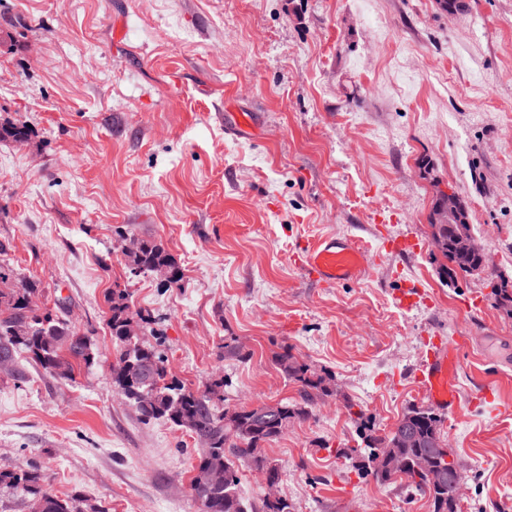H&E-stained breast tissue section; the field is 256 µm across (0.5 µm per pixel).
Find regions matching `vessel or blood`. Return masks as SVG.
Segmentation results:
<instances>
[{"instance_id": "obj_1", "label": "vessel or blood", "mask_w": 512, "mask_h": 512, "mask_svg": "<svg viewBox=\"0 0 512 512\" xmlns=\"http://www.w3.org/2000/svg\"><path fill=\"white\" fill-rule=\"evenodd\" d=\"M366 262V255L349 240H326L303 252V268L308 278L319 283L333 284L356 277L363 272ZM457 352V345L445 337H431L415 373L421 392L432 405L441 409L456 407L459 402L452 372Z\"/></svg>"}]
</instances>
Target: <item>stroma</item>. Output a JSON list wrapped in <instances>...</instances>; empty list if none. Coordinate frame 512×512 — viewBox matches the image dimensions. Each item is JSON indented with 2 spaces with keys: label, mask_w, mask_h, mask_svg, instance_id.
<instances>
[{
  "label": "stroma",
  "mask_w": 512,
  "mask_h": 512,
  "mask_svg": "<svg viewBox=\"0 0 512 512\" xmlns=\"http://www.w3.org/2000/svg\"><path fill=\"white\" fill-rule=\"evenodd\" d=\"M466 3L0 0V121L33 130L0 142V243L103 359L69 381L0 374V469L37 465L44 490L104 512H201L196 439L143 423L112 386L117 282L157 317L178 379L224 374L226 408L296 398L272 361L284 345L334 375L336 395L265 448L291 512H432L337 459L361 443L344 402L391 429L428 404L414 373L429 336L465 338L442 416L461 512H512V315L489 288L512 279V0ZM228 110L252 116L248 135L225 132ZM447 188L483 271H444L430 213ZM121 229L161 239L183 287L130 277ZM317 239L358 241L368 272L309 280L297 259ZM402 239L415 248L389 251ZM485 386L494 402L476 403Z\"/></svg>",
  "instance_id": "stroma-1"
}]
</instances>
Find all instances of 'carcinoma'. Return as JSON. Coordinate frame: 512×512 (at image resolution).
I'll list each match as a JSON object with an SVG mask.
<instances>
[{"mask_svg":"<svg viewBox=\"0 0 512 512\" xmlns=\"http://www.w3.org/2000/svg\"><path fill=\"white\" fill-rule=\"evenodd\" d=\"M32 139L26 124L0 123V141L25 145ZM432 243L446 259L445 273L471 272L481 267L477 253L458 246L457 224H430ZM138 252L124 256L126 268H140L139 275H152L165 266L170 277L163 288L184 286V274L161 240L140 238ZM45 289L36 281L14 274L0 262V352L15 358L20 354L45 374L63 380L73 378L75 366L92 369L101 364L91 331L72 328L64 318L60 300L54 307L42 301ZM128 288L116 283L105 301L109 317L106 326L114 358L128 365L124 374L112 375L115 390L130 402L145 421L164 420L198 439L196 467L209 466L224 472V484L213 488L190 484L192 497L201 512H248L238 494L239 465L245 463L274 482L280 480L277 464L264 453L268 443L282 436L296 421L312 415L316 401L336 394L333 375L319 373L297 359L288 348L273 354L284 378L299 387V399L275 404L259 403L233 410L223 408L224 375L216 374L193 389L175 377L161 343L143 339L154 323L145 310L131 311ZM495 305L512 314V289L493 286ZM360 420L363 447L338 448L336 455L358 474L371 475L381 484L401 483L414 495L431 499L433 512H460V504L448 480L442 477L446 457L453 455L441 433L442 419L429 408L413 406L385 434L381 435L356 412ZM41 474L33 466L20 473L0 470V489L20 490L30 497L31 512H83L78 496L61 498L43 490Z\"/></svg>","mask_w":512,"mask_h":512,"instance_id":"carcinoma-1","label":"carcinoma"}]
</instances>
